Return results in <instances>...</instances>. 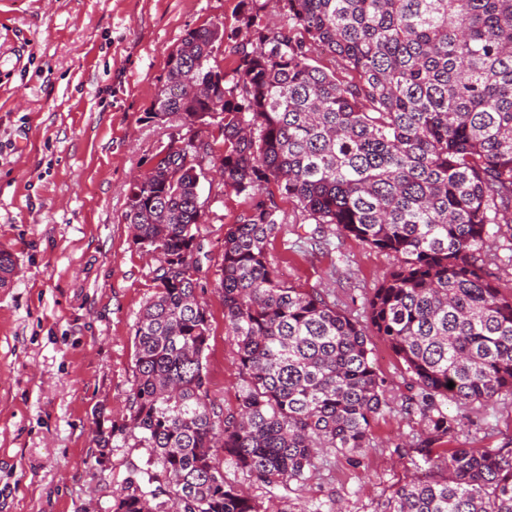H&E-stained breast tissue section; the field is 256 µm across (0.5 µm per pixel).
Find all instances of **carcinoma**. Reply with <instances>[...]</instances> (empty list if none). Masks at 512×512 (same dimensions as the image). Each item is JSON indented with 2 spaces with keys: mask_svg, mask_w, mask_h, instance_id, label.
Segmentation results:
<instances>
[{
  "mask_svg": "<svg viewBox=\"0 0 512 512\" xmlns=\"http://www.w3.org/2000/svg\"><path fill=\"white\" fill-rule=\"evenodd\" d=\"M275 2L287 23L243 52L230 86L211 64L218 25L188 30L147 112L207 118L224 186L251 200L224 236L220 279L239 408L221 417L209 402L193 160L212 146L182 137L128 193L124 219L157 257L155 292L135 324L129 414L94 441L130 438L149 460L130 467L112 512H262L224 478L220 448L268 486L305 485L329 449L360 463L388 405L371 332L417 386L402 411L420 416L412 450L428 465L382 512H512V448L453 447L461 420L445 408L512 395V294L489 279L484 250L512 230V0ZM271 183L314 221L309 244L329 226L392 255L368 324L280 278Z\"/></svg>",
  "mask_w": 512,
  "mask_h": 512,
  "instance_id": "obj_1",
  "label": "carcinoma"
}]
</instances>
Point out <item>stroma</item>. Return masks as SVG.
I'll return each mask as SVG.
<instances>
[{
    "label": "stroma",
    "instance_id": "1",
    "mask_svg": "<svg viewBox=\"0 0 512 512\" xmlns=\"http://www.w3.org/2000/svg\"><path fill=\"white\" fill-rule=\"evenodd\" d=\"M219 21L214 56L229 75L240 48L255 49L257 33L278 30L284 16L272 0H0V249L17 264L0 286V512H108L130 465L146 464L147 449L103 456L94 442L96 426L129 412L134 325L155 292L157 261L134 242L127 194L177 131L146 118L168 53L187 30ZM200 167L198 295L211 314L209 400L224 415L241 387L219 289L224 235L250 202L225 188L210 159ZM277 203L270 253L280 277L366 321L392 257L351 238L311 248L310 220L291 200ZM370 346L389 406L360 465L328 455L300 488L267 486L230 465L225 479L267 512L329 500L344 512H380L395 486L421 476L410 449L421 424L400 411L411 378L383 341ZM448 411L463 422L457 446L512 443V396L484 407L452 401Z\"/></svg>",
    "mask_w": 512,
    "mask_h": 512
}]
</instances>
